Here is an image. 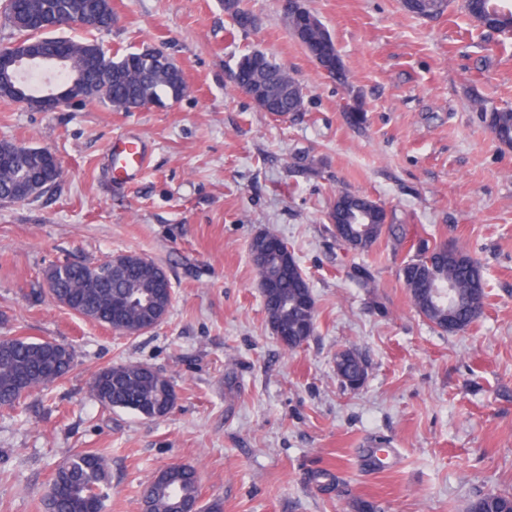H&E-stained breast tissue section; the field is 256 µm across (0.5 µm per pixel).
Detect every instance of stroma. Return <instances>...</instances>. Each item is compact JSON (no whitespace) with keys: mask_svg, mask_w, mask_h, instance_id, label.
Here are the masks:
<instances>
[{"mask_svg":"<svg viewBox=\"0 0 512 512\" xmlns=\"http://www.w3.org/2000/svg\"><path fill=\"white\" fill-rule=\"evenodd\" d=\"M243 31L223 0H112L105 30L66 38L109 52L156 48L182 69L184 96L116 112L93 102L40 112L0 99V141L50 150L61 177L39 198L0 203V337L72 348L50 390L0 409V512H45L73 453L107 456L103 512H144L142 492L173 463L195 469L223 512H468L512 493V148L472 100L512 104V39L476 28L452 0L436 18L401 0H305L332 35L347 80L325 74L287 32L281 0H243ZM257 48L304 88L279 117L236 90L238 58ZM121 134L149 150L136 179L114 181ZM383 205L390 229L344 256L328 208L340 189ZM288 245L316 304V332L287 350L273 334L249 246ZM478 259L488 298L467 330L446 333L411 305L401 267L420 241ZM135 253L167 272L165 320L126 336L53 299L44 273L65 260ZM369 267L375 285L348 275ZM355 349L364 384L342 385L337 352ZM120 363L153 367L178 403L146 419L102 407L90 383ZM395 451L386 467L367 447Z\"/></svg>","mask_w":512,"mask_h":512,"instance_id":"stroma-1","label":"stroma"}]
</instances>
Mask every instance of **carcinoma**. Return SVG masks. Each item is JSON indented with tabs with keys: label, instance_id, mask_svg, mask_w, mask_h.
<instances>
[{
	"label": "carcinoma",
	"instance_id": "cac0c4a2",
	"mask_svg": "<svg viewBox=\"0 0 512 512\" xmlns=\"http://www.w3.org/2000/svg\"><path fill=\"white\" fill-rule=\"evenodd\" d=\"M403 8L422 18L440 15L447 0H422L421 9L413 0H403ZM463 9L479 28L505 38L512 36V4L507 0H487L484 10L476 11L471 0ZM224 11L234 24L246 30L255 18L240 0H224ZM304 5L288 14L285 25L292 38L316 51L319 65L337 80L346 74L334 40L323 23L311 26ZM3 20L26 41L41 45L48 56H62L67 67L59 70L64 81L79 79L84 84L85 101L99 102L114 110L131 111L144 105L165 106L178 101L186 87L182 74L168 72L154 51L126 52L104 60L89 49V42L53 37L47 25L61 29L73 22L88 30L112 28L111 0H7ZM241 82L260 85L275 100L274 113L300 112L304 105L301 83L288 68L253 49L236 63ZM476 111L492 135L512 147V108L474 102ZM17 145L0 143V196H10L23 184L25 196L40 197L53 188L50 160L32 153L24 159L16 155ZM328 219L346 251L372 250L385 232L388 215L384 207L367 196L341 191L332 201ZM269 234L256 236L250 255L261 288L264 308L276 335L284 337L290 350L306 343L316 331V309L308 280L289 250L269 247ZM112 268L108 288L90 284L96 266L56 265L45 276L53 280L49 293L55 300H67L70 308L92 322L113 327L119 333L135 332V324L149 314L143 305L166 281L167 274L157 264L137 254H116L107 260ZM402 278L417 312L442 331H464L484 313L487 293L478 262L460 248L446 242H423L416 259L402 268ZM73 353L65 345L48 339L26 336L0 338V408H13L31 390L45 389L64 378L71 370ZM336 374L352 389L367 376L362 357L346 349L336 354ZM92 393L104 408L125 409L148 419L164 417L174 410L177 393L163 374L143 364H116L99 370L92 380ZM108 462L95 452H80L60 466L53 478L46 512H102L103 487L107 483ZM146 512H182L200 499L195 471L171 464L160 470L145 486ZM469 512H512V494L488 492L479 496Z\"/></svg>",
	"mask_w": 512,
	"mask_h": 512
}]
</instances>
